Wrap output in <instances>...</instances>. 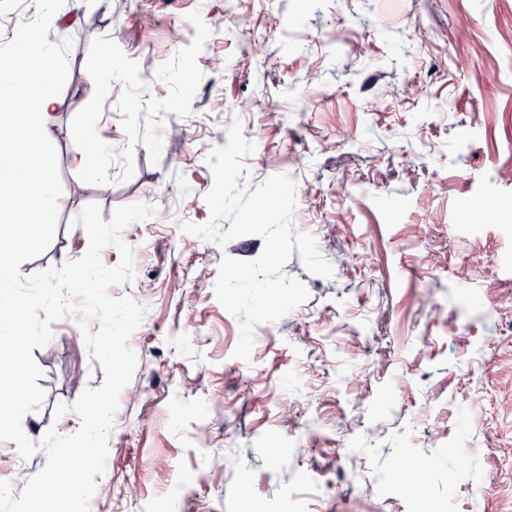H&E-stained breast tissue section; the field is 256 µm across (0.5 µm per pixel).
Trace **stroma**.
<instances>
[{
    "label": "stroma",
    "mask_w": 512,
    "mask_h": 512,
    "mask_svg": "<svg viewBox=\"0 0 512 512\" xmlns=\"http://www.w3.org/2000/svg\"><path fill=\"white\" fill-rule=\"evenodd\" d=\"M72 12L49 33L71 41L55 236L19 270L81 258L87 204L106 222L134 203L165 215L121 232L134 277L109 293L146 313L89 512H280L292 498L305 512H512V0H82ZM106 41L134 75L108 99L91 74ZM236 119L255 145L244 187L295 179L292 227L333 267L315 275L292 255L283 271L309 298L255 327L247 362L215 284L223 256L256 260L264 240L221 246L181 228L209 220L206 158ZM87 139L112 145L94 181L74 163ZM485 200L505 209L496 223L472 219ZM79 322L52 323L32 351L45 397L24 422L38 448L25 460L0 440L14 494L45 466V432L80 425L56 407L104 382ZM400 457L433 462L425 493L394 481Z\"/></svg>",
    "instance_id": "1"
}]
</instances>
